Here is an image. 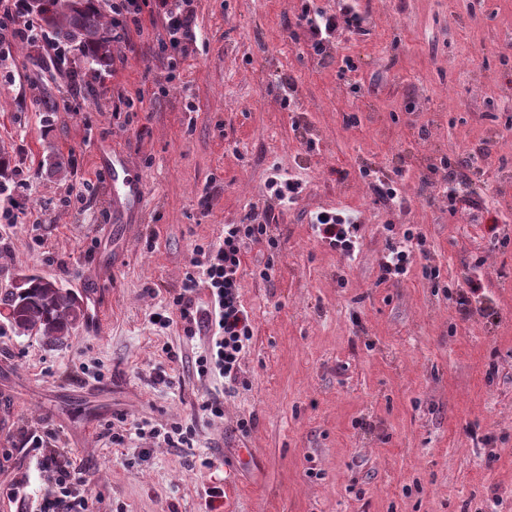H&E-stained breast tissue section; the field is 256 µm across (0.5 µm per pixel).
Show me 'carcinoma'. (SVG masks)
Segmentation results:
<instances>
[{
	"mask_svg": "<svg viewBox=\"0 0 512 512\" xmlns=\"http://www.w3.org/2000/svg\"><path fill=\"white\" fill-rule=\"evenodd\" d=\"M28 10L39 16L56 37L89 63L112 66V19L96 0H48L41 6L27 0ZM0 316L19 333L63 343L80 322L83 309L71 289L35 274L26 275L24 292L11 287L0 292Z\"/></svg>",
	"mask_w": 512,
	"mask_h": 512,
	"instance_id": "cac0c4a2",
	"label": "carcinoma"
}]
</instances>
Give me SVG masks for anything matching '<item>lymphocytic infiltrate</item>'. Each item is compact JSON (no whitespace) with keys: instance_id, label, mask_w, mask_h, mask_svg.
<instances>
[{"instance_id":"1","label":"lymphocytic infiltrate","mask_w":512,"mask_h":512,"mask_svg":"<svg viewBox=\"0 0 512 512\" xmlns=\"http://www.w3.org/2000/svg\"><path fill=\"white\" fill-rule=\"evenodd\" d=\"M159 4L172 51L169 66L175 70L186 59L184 43L195 37V16L191 0H159ZM106 5L112 14L113 42H128L131 33L142 26L144 0H106ZM357 26L358 13L353 0H341L337 11L332 13L306 0L301 12L290 21L288 34L294 40L308 37L313 50L319 52L338 31H351ZM44 36L40 20L28 15L24 0H0V49L34 43ZM257 217V211L252 209L240 223L225 225L223 240L203 248L200 275H187L181 293L173 300L186 335L201 331L209 335L208 347L196 364L199 373L218 376L224 381L203 403L204 410L215 416L222 413L225 397L237 388L240 362L253 338L252 318L238 293L244 258L255 244L266 245L271 250L278 247L269 225L258 223ZM202 282L210 291V303L204 309L197 305L195 298ZM41 466L53 472L56 479L55 488L44 498L40 512H93L94 497L67 465L61 464L55 455L46 454Z\"/></svg>"}]
</instances>
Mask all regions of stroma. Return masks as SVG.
<instances>
[{
  "mask_svg": "<svg viewBox=\"0 0 512 512\" xmlns=\"http://www.w3.org/2000/svg\"><path fill=\"white\" fill-rule=\"evenodd\" d=\"M302 6L194 0L176 74L151 2L86 93L69 88L70 68L90 70L76 54L39 69L11 50L0 151L26 180L0 195V289L39 274L84 318L54 345L0 317V512H39L52 488L23 445L32 431L96 512H209L213 484L218 512H512V0H357L359 29L320 56L286 36ZM43 93L54 109L34 106ZM109 149L141 180V210L121 204ZM476 156L480 179L459 188L474 203L451 212L439 188ZM277 174L301 182L293 204L271 201ZM255 204L278 249L246 263L277 272L241 279L254 337L213 416L202 401L220 382L195 365L206 336L152 318L174 316L194 247ZM322 211L358 224L353 253L320 238ZM408 231L438 278L415 256L379 281L388 239ZM140 419L159 434L113 443ZM176 422L195 427L194 448L164 442Z\"/></svg>",
  "mask_w": 512,
  "mask_h": 512,
  "instance_id": "35a3bbf8",
  "label": "stroma"
}]
</instances>
